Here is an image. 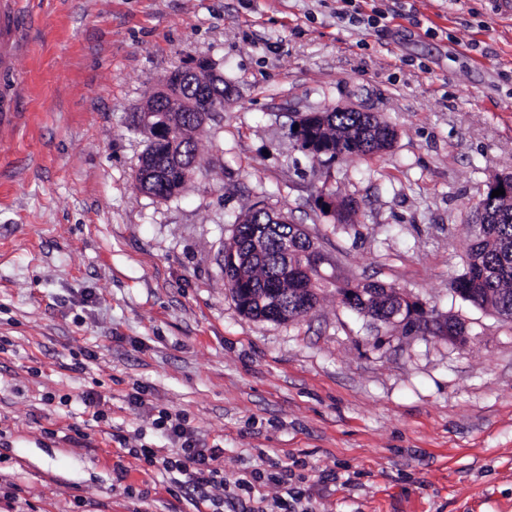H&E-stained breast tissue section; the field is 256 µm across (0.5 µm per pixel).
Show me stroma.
<instances>
[{
  "instance_id": "obj_1",
  "label": "stroma",
  "mask_w": 512,
  "mask_h": 512,
  "mask_svg": "<svg viewBox=\"0 0 512 512\" xmlns=\"http://www.w3.org/2000/svg\"><path fill=\"white\" fill-rule=\"evenodd\" d=\"M28 2L24 132L0 148V512H192L129 454L176 457L162 410L223 448L218 512H512V321L450 287L480 192L512 174V0ZM199 56L224 108L180 194H141L129 117ZM326 107L397 136L311 162L289 126ZM259 201L340 280L394 285L466 343L367 330L333 293L241 314L224 247ZM273 463L287 486L238 488Z\"/></svg>"
}]
</instances>
